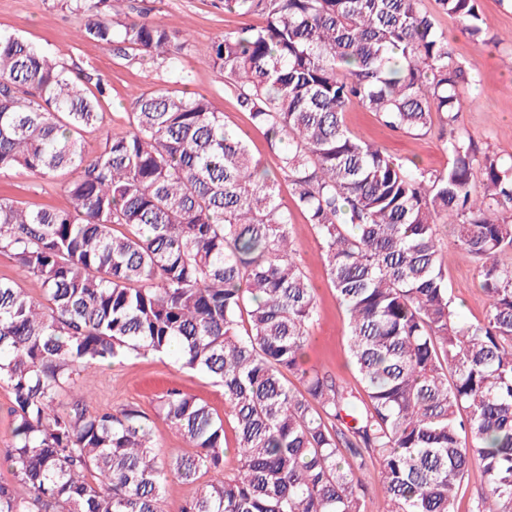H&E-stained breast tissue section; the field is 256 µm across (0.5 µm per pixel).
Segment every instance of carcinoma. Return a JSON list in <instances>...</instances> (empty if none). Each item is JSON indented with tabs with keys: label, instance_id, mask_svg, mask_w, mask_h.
<instances>
[{
	"label": "carcinoma",
	"instance_id": "1",
	"mask_svg": "<svg viewBox=\"0 0 512 512\" xmlns=\"http://www.w3.org/2000/svg\"><path fill=\"white\" fill-rule=\"evenodd\" d=\"M80 37L116 57L164 63L187 33L114 0H74ZM223 0L253 14L210 47L239 111L279 160L270 175L247 133L207 96L164 88L132 100L128 130L90 156L82 133L101 99L57 56L0 32V172L62 178L63 208L0 197V252L40 282L41 298L0 278V386L11 439L0 512H163L169 475L197 485L181 512H363L372 467L386 512H458L472 466L488 490L472 512H512V163L465 135L448 168L401 162L351 136L356 105L393 130L453 126L462 86L435 13L494 42L479 0ZM481 179V191L474 187ZM295 208L320 239L344 307L353 390L303 367L317 316L296 257ZM477 264L481 322L448 297L439 227ZM176 352L224 389V418L170 390L157 403L190 451L163 458L136 406L73 393L89 370ZM300 387L288 384L287 374Z\"/></svg>",
	"mask_w": 512,
	"mask_h": 512
}]
</instances>
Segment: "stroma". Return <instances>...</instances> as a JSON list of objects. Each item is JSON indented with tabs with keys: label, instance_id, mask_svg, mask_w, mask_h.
Masks as SVG:
<instances>
[{
	"label": "stroma",
	"instance_id": "stroma-1",
	"mask_svg": "<svg viewBox=\"0 0 512 512\" xmlns=\"http://www.w3.org/2000/svg\"><path fill=\"white\" fill-rule=\"evenodd\" d=\"M140 7L150 8L156 21L188 30L189 43L173 65L119 58L111 50L79 39L82 15L73 0H0V31L20 34L49 49L75 71L106 86L102 122L83 134L87 152H95L106 137L126 131V114L134 96L167 88L180 94H205L213 109L223 113L228 126L247 131L253 155L269 169H276L277 160L268 149L263 130L253 127L248 115L239 111L233 96L225 91L222 77L207 60L211 43L224 31L257 23V16L225 13L221 0H122L119 9L129 14ZM480 9L495 43H474L461 33L459 23L447 16H438L437 23L448 32L456 62L480 80L479 86L465 91L469 105L459 114L457 132L473 138L482 150L506 159L512 157V0H480ZM176 70L187 74V82H175L172 73ZM344 121L355 137L375 142L395 158L414 160L438 171L448 166V154L437 132L420 136L395 132L373 113L356 106L345 112ZM0 194L31 209L67 204L58 180L17 170L0 173ZM292 235L304 271L317 289L318 317L305 360L329 371L344 385L357 387L358 377L347 363L346 312L328 286L319 239L297 210L292 213ZM440 261L448 293L461 318L472 324L482 321L485 300L477 266L461 257L447 234L442 237ZM78 386L93 393L96 405L117 409L131 404L150 414L154 440L164 457L186 451L184 443L155 414L159 397L167 391L193 395L219 415L228 412L221 390L209 378L181 369L171 357H136L120 366L90 371L79 378Z\"/></svg>",
	"mask_w": 512,
	"mask_h": 512
}]
</instances>
